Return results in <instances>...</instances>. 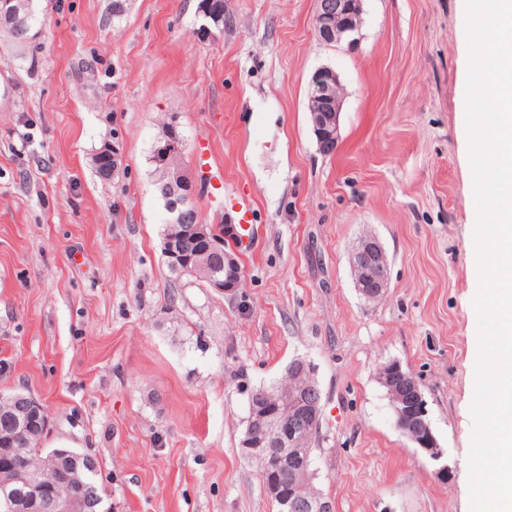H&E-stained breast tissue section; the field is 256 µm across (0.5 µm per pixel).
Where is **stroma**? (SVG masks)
Instances as JSON below:
<instances>
[{
  "label": "stroma",
  "mask_w": 512,
  "mask_h": 512,
  "mask_svg": "<svg viewBox=\"0 0 512 512\" xmlns=\"http://www.w3.org/2000/svg\"><path fill=\"white\" fill-rule=\"evenodd\" d=\"M33 0L27 44L0 28V393L24 390L51 441L98 461L110 512H275L240 440L251 390L301 356L322 416L315 487L336 512H471L478 355L466 0H363L355 49L321 42L317 0ZM343 87L341 139L319 152V68ZM203 223L250 201L237 295L171 275L148 158L165 122ZM119 150L101 181L93 156ZM213 151L224 180L195 163ZM374 235L378 300L351 254ZM419 380L449 480L396 426L381 364ZM389 258L373 235L360 239L352 253L351 266L354 284L359 293L367 300L378 299L385 292L389 280Z\"/></svg>",
  "instance_id": "obj_1"
}]
</instances>
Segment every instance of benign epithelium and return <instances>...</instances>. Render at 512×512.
<instances>
[{
	"label": "benign epithelium",
	"instance_id": "obj_1",
	"mask_svg": "<svg viewBox=\"0 0 512 512\" xmlns=\"http://www.w3.org/2000/svg\"><path fill=\"white\" fill-rule=\"evenodd\" d=\"M22 0H0V18L17 20L12 28L20 42L30 39L31 27L26 18L20 16ZM207 23L197 31L200 38L212 35L211 27L220 26L222 16L214 13L210 4L200 6ZM362 23V0H318V9L313 24L318 37L328 44H347L353 49L357 45V34ZM343 106V88L335 71L328 67L317 69L311 77L308 94V112L316 138L318 150L324 155L334 153L340 140V114ZM157 173L156 185L167 196L168 235L162 240V254L167 265L185 268L201 282L202 287L224 295L233 294L240 287L242 269L235 253L237 230L234 224H223L215 228L202 222L194 203V186L188 185L179 192L178 184L185 175L174 171L172 159L183 152L175 138L174 125L166 126L154 146ZM193 241L202 244V255L184 250V243ZM389 258L373 235L360 239L352 253L351 266L355 288L367 300L378 299L385 292L389 280ZM379 383L388 387L391 405L403 417L408 418L409 427L403 434L435 464V475L446 480L451 467L445 449L441 448L429 419L427 402L414 376L404 370L401 363L391 361L381 365L377 371ZM401 378L412 388L405 394L396 383ZM0 399L10 403L12 434H0V456H12L21 452L13 447V440L20 436L25 443L42 439L35 433L33 421L48 420L45 405L31 393H0ZM322 414L321 396L315 380L314 364L297 357L285 369V378L270 392L258 391L248 397V417L241 440V447L249 457L263 455L268 468L289 464L296 474L306 478L311 465V429L320 422ZM77 454L72 448H53L43 452L39 464L0 469V488L4 498H12L10 487L38 486L40 494L27 500V512H97L102 496L94 489L84 494L48 490L47 475L58 469L66 459ZM268 496L281 512H335V504L321 493H305L303 483H293L292 492L284 496L278 480L266 481Z\"/></svg>",
	"mask_w": 512,
	"mask_h": 512
}]
</instances>
